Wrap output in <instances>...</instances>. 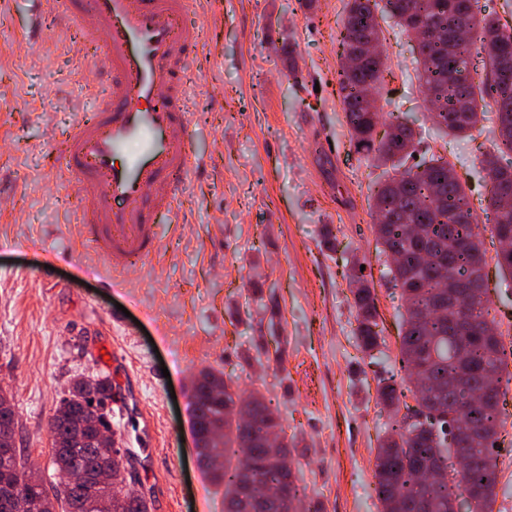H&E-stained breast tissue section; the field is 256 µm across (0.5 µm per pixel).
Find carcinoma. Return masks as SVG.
I'll return each mask as SVG.
<instances>
[{"mask_svg": "<svg viewBox=\"0 0 512 512\" xmlns=\"http://www.w3.org/2000/svg\"><path fill=\"white\" fill-rule=\"evenodd\" d=\"M468 0H395L390 14L403 31L416 21L439 29L443 36L413 46L419 77L424 87L440 92L448 112L442 128L465 134L475 127L490 107L495 124L512 125V71L496 76L497 60L512 59V32L499 19L485 16L473 24L468 43L449 49L454 41L453 27L467 24ZM377 0H349L339 39L341 53L368 41L380 40V28L373 15ZM485 55V77L477 80L460 76L472 52ZM382 58H370L359 73L340 72L339 91L349 126L350 140L359 150L375 152L386 166L409 158L415 152V132L404 122L394 124L390 142L373 137L380 110L361 104L364 88L371 89V101L385 82ZM489 181L512 182V168L498 165L497 157L487 154L481 160ZM377 222L376 241L383 251L398 256V266L389 270L394 286L401 290L407 305L402 315L399 363L413 376L420 364L422 409L405 401L404 388L393 379L378 388L381 403L390 415L386 434L375 458L377 496L384 512H451L456 496L473 493L482 512H493L496 502V456L500 432L505 425L499 405L476 406L467 412L470 423L483 435L461 445L471 459L470 466L455 479L423 482V471L445 467L454 447L448 443V415L457 414L470 397L473 387L485 376L497 383L511 382L507 351L502 335H491L484 327L489 318L488 298L471 296L465 310L472 321L471 334L457 336L450 326L448 300L435 288L442 272L455 271L467 280L475 266L486 261L478 217L454 167L441 157H431L401 172L378 186L373 196ZM354 303L358 309L356 336L359 345L371 352L379 345L373 291L365 275L352 281ZM112 381L99 377L89 383L74 378L50 421L52 465L56 481L24 486L25 497L41 502V512H152L153 498H120L110 486L95 483L97 472L112 467V448H90L85 442L84 424L92 414L91 403L110 398ZM192 424L199 428L203 451L200 468L211 482L224 488V512H285L279 500L251 507L239 497L248 476L258 482L282 486L288 500L300 503L305 486L299 483L288 456L295 448L265 396L255 391L242 396L224 380V373L204 370L192 383ZM26 473V460L13 447L8 456L0 455V484L17 483Z\"/></svg>", "mask_w": 512, "mask_h": 512, "instance_id": "carcinoma-1", "label": "carcinoma"}]
</instances>
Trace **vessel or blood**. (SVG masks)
Returning <instances> with one entry per match:
<instances>
[{
  "mask_svg": "<svg viewBox=\"0 0 512 512\" xmlns=\"http://www.w3.org/2000/svg\"><path fill=\"white\" fill-rule=\"evenodd\" d=\"M191 0H33L31 30L53 16L91 50L92 85L109 99L82 116L64 145L62 169L89 202L83 232L115 270L157 250L158 217L178 223L174 194L198 169L182 86L198 46Z\"/></svg>",
  "mask_w": 512,
  "mask_h": 512,
  "instance_id": "obj_1",
  "label": "vessel or blood"
}]
</instances>
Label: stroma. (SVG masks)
<instances>
[{"instance_id": "stroma-1", "label": "stroma", "mask_w": 512, "mask_h": 512, "mask_svg": "<svg viewBox=\"0 0 512 512\" xmlns=\"http://www.w3.org/2000/svg\"><path fill=\"white\" fill-rule=\"evenodd\" d=\"M347 0H199L202 21L183 91L189 141L201 160L176 195L181 221L160 223L159 251L115 288L91 251L57 178L61 149L106 96L88 95L89 54L51 26L28 38L31 0H0V389L18 412L35 472L51 478L49 422L74 375L108 373L120 400L114 430L135 449L153 512H224L196 464L188 412L200 369L242 393H263L297 447L291 465L306 508L382 512L375 455L389 412L377 385L399 356L405 311L384 276L371 230L382 179L357 151L339 95L338 37ZM388 66L385 121L411 124L417 157L453 164L476 211L489 184L479 160L498 152L484 120L466 136L439 129L419 83L412 43L377 12ZM490 312L512 347V278L482 233ZM374 290L382 339L363 352L349 275ZM281 348L267 360L264 348ZM497 454L498 512H512V404Z\"/></svg>"}]
</instances>
